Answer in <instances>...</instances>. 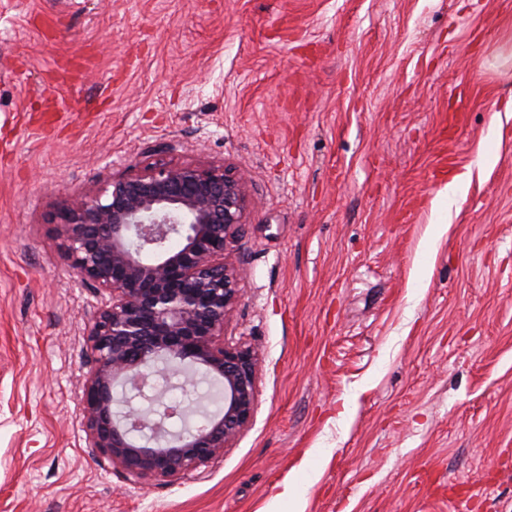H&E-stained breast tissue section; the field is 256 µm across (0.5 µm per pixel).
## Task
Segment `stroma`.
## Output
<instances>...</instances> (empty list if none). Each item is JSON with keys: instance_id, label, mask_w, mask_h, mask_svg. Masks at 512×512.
I'll use <instances>...</instances> for the list:
<instances>
[{"instance_id": "1", "label": "stroma", "mask_w": 512, "mask_h": 512, "mask_svg": "<svg viewBox=\"0 0 512 512\" xmlns=\"http://www.w3.org/2000/svg\"><path fill=\"white\" fill-rule=\"evenodd\" d=\"M511 97L512 0H0V512H512ZM160 158L246 178L256 409L136 484L87 446L100 295L50 218Z\"/></svg>"}]
</instances>
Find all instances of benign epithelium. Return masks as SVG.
<instances>
[{
  "label": "benign epithelium",
  "instance_id": "1",
  "mask_svg": "<svg viewBox=\"0 0 512 512\" xmlns=\"http://www.w3.org/2000/svg\"><path fill=\"white\" fill-rule=\"evenodd\" d=\"M245 183L222 165L157 161L76 194L54 215V239L82 282L106 294L88 332V447L137 480L191 477L250 422L258 354L224 343L239 299L234 254ZM201 369L224 407L193 429L167 427L171 408H135L152 376ZM135 393L121 399L115 386Z\"/></svg>",
  "mask_w": 512,
  "mask_h": 512
}]
</instances>
